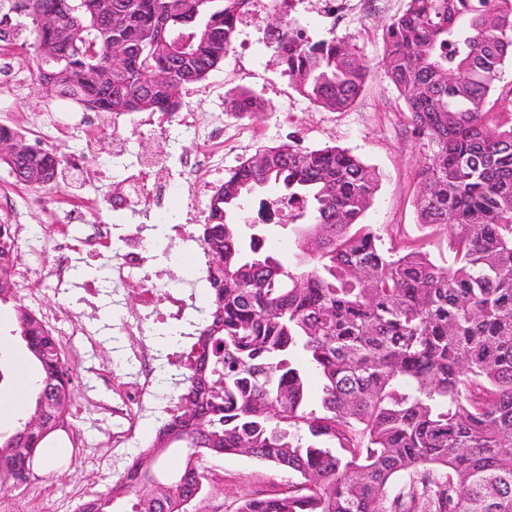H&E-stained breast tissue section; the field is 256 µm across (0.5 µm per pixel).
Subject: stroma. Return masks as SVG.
Instances as JSON below:
<instances>
[{"instance_id": "obj_1", "label": "stroma", "mask_w": 512, "mask_h": 512, "mask_svg": "<svg viewBox=\"0 0 512 512\" xmlns=\"http://www.w3.org/2000/svg\"><path fill=\"white\" fill-rule=\"evenodd\" d=\"M386 20V15H376L335 31L330 30L323 18L310 17L303 21L310 38L319 40L335 35L373 66V74L363 93L348 111L330 112L300 96L276 64L261 30L251 35L252 47L247 59L228 54L223 65L196 85L193 92L183 95L182 100L185 110L223 114L225 92L243 88L271 105V112L257 118L225 116L226 133L239 128L249 131L248 140L239 150L225 151V168L254 154L258 146L279 145L293 137L308 147L336 145L350 150L378 176V189L363 221L379 235L383 248H399L405 243L422 240L427 244L431 259L444 265L451 259L446 236L430 234L417 222L418 169L426 148L408 124L402 99L378 67ZM30 56L31 51L26 46L12 48L9 53L10 74L0 83V123L19 120L30 143L46 144L62 158H69L84 146L86 132L78 124L81 110L41 90L30 66ZM121 130L134 153L162 159L165 168H176V153L158 133L129 121L122 123ZM111 162V139H96L94 158L77 175L69 168H62L61 187L39 191L40 201L25 214L24 224L45 234L52 233L53 226L43 205L54 202L67 206L69 199L63 189L67 183L87 197L110 196L116 180ZM129 344L126 337L113 335L111 327H102L96 350L71 366L74 402L88 398L111 399L126 372L118 370L111 383H103L95 371L97 357L106 354L113 360H121ZM205 473L204 493L196 503L195 512H236L244 498L278 494L293 482L287 471L275 465L235 455L210 458ZM41 475L49 494L28 499L25 512H52L54 499L64 498L74 481L96 480L97 469L92 462L64 456L59 467L43 469Z\"/></svg>"}]
</instances>
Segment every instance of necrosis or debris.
Listing matches in <instances>:
<instances>
[{
    "instance_id": "obj_1",
    "label": "necrosis or debris",
    "mask_w": 512,
    "mask_h": 512,
    "mask_svg": "<svg viewBox=\"0 0 512 512\" xmlns=\"http://www.w3.org/2000/svg\"><path fill=\"white\" fill-rule=\"evenodd\" d=\"M393 0H257L254 11L240 26L245 30L258 28L270 5H277L288 14L314 13L331 19L334 25L348 24L362 12H385ZM140 126L159 132L172 144L181 148V170L177 178L166 180L163 187H155L151 179L158 163L150 157L137 161L135 173L129 174L112 194V209L116 212L138 210L164 219L172 198H180L184 208H195L200 196L210 186L209 178L219 168L223 158L204 150L209 141L223 142L224 126L213 115L200 112H162L141 118ZM17 239L23 240L27 253L38 256L36 266L16 269L14 278L26 288V306L37 314L49 333L55 337L60 351L68 362L80 361L96 345L95 322L99 317L102 289L98 282H74L71 272L87 258L111 256L107 280L112 286V305L115 314L112 328L117 335L131 338L122 363L99 359L97 375L110 381L118 365L128 368L127 382L117 400L88 402L75 412V419L91 415L111 421L112 427L103 435L102 442L111 450L97 471L98 481L108 480L117 461H130L142 452L145 443L137 436L142 423H162L175 410V395H158L157 356L147 338L160 324H190L194 310L185 291L176 284L161 283L160 271L151 269L149 262L154 251L152 240L154 224L104 222L94 202L82 204L70 215L56 236L28 237L26 227L14 225ZM139 284L141 297L136 308H125L123 289ZM60 297L57 308H49L42 301L44 290Z\"/></svg>"
}]
</instances>
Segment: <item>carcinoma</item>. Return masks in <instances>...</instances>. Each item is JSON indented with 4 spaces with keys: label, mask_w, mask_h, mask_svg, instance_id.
Returning a JSON list of instances; mask_svg holds the SVG:
<instances>
[{
    "label": "carcinoma",
    "mask_w": 512,
    "mask_h": 512,
    "mask_svg": "<svg viewBox=\"0 0 512 512\" xmlns=\"http://www.w3.org/2000/svg\"><path fill=\"white\" fill-rule=\"evenodd\" d=\"M111 2L105 13L102 0H0V22L15 19L0 42L32 35L36 74L54 73L59 96L88 111L173 112L183 89L223 64L254 6ZM276 15L267 44L298 94L349 110L370 64ZM113 43L125 63L111 72ZM383 43L381 70L427 146L418 223L448 235L452 263L436 264L422 243L381 248L361 223L378 178L349 150L295 138L257 148L226 170L197 236L210 297L180 411L90 512H190L206 480L197 462L224 455L296 478L237 512H512V117L494 111L512 61V0H403ZM225 111L252 118L268 107L238 90ZM62 164L0 125V167L17 183L50 187ZM273 186L310 218L298 240L305 269L263 253L261 225L247 234L239 224L244 203ZM17 252L12 225L0 224V303L13 301L9 336L35 366L34 408L0 432V490L25 481L72 405L55 339L12 288ZM162 445L187 449L164 476Z\"/></svg>",
    "instance_id": "cac0c4a2"
}]
</instances>
